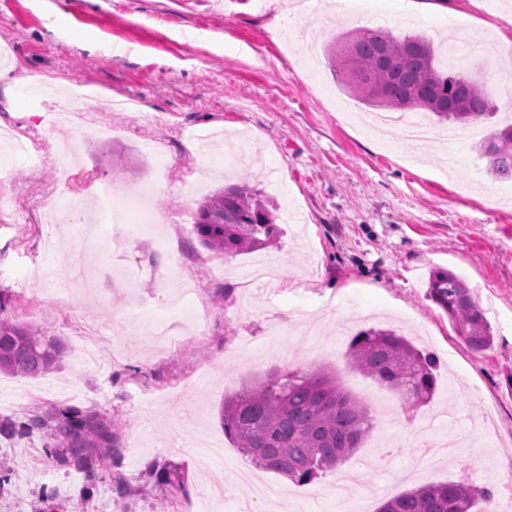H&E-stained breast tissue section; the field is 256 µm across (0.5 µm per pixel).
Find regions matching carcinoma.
<instances>
[{"instance_id":"carcinoma-1","label":"carcinoma","mask_w":512,"mask_h":512,"mask_svg":"<svg viewBox=\"0 0 512 512\" xmlns=\"http://www.w3.org/2000/svg\"><path fill=\"white\" fill-rule=\"evenodd\" d=\"M332 67L344 87L369 107L420 109L440 121L467 123L493 116L479 83L452 67L439 66L433 44L418 34L403 37L381 29H360L339 36L331 47ZM487 171L512 180V125L480 145ZM195 229L204 247L229 258L262 249L281 229L246 183L229 185L205 197L196 210ZM427 297L448 316L473 352L491 347L490 325L458 274L430 271ZM62 344L39 330L0 319V373L38 377L57 370ZM349 364L360 374L396 392L401 409L428 402L436 386L433 357L393 330H365L351 341ZM224 435L258 466L307 484L333 471L371 434L373 419L336 378L325 372L287 369L224 399ZM70 455L89 465L88 448L110 439L101 423L66 418ZM490 489L464 482L426 484L386 500L378 512H474Z\"/></svg>"}]
</instances>
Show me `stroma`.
<instances>
[{
  "mask_svg": "<svg viewBox=\"0 0 512 512\" xmlns=\"http://www.w3.org/2000/svg\"><path fill=\"white\" fill-rule=\"evenodd\" d=\"M432 0L396 12L392 0L368 9L344 0H0V132L35 144L25 161L0 141V318L39 328L64 344L61 368L29 378L0 375V512H199L214 478L220 512H377L387 499L423 484L468 481L492 489L512 512V195L498 194L480 140L512 121V45L469 58L467 74L485 89L493 117L457 125L428 122L419 144L372 125L373 110L337 80L329 47L338 33L377 28L419 34L444 49L446 33L493 42L512 0ZM41 77L57 91L20 84ZM144 114L105 112L118 96ZM70 113L77 154L70 192L57 181L58 141L50 111ZM245 138L264 164L242 158L248 179L276 208L279 237L226 258L209 252L184 211L223 187L226 142ZM170 163L160 172L157 155ZM152 210L131 218L132 244L115 259L102 243L111 228L46 224V204L70 197L95 209L99 188ZM272 262L276 285L241 290L257 261ZM135 268L134 278L122 270ZM462 276L494 337L471 353L427 296L432 268ZM92 275L97 299L66 300L54 280ZM192 279L193 323L165 305L174 276ZM394 329L437 362L430 402L399 408L397 393L350 370L345 353L360 331ZM288 368L334 373L365 405L374 430L353 455L308 485L269 470L277 496L253 501L237 479L251 467L224 435L226 396ZM75 408L120 423L115 444L90 458L126 481L88 486L83 470L48 459L63 447L58 410ZM495 435L474 425L486 413ZM40 416L29 436L6 427ZM181 467L182 488L167 470Z\"/></svg>",
  "mask_w": 512,
  "mask_h": 512,
  "instance_id": "1",
  "label": "stroma"
}]
</instances>
